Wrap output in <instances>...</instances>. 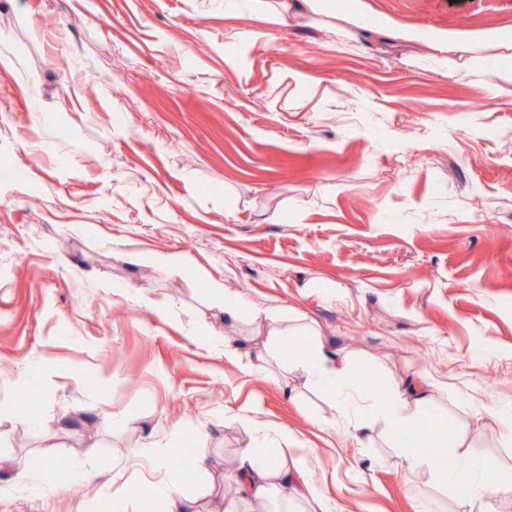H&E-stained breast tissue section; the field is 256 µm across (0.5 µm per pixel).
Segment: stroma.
Listing matches in <instances>:
<instances>
[{
	"instance_id": "1",
	"label": "stroma",
	"mask_w": 512,
	"mask_h": 512,
	"mask_svg": "<svg viewBox=\"0 0 512 512\" xmlns=\"http://www.w3.org/2000/svg\"><path fill=\"white\" fill-rule=\"evenodd\" d=\"M369 2L426 29L512 23V0ZM265 6L0 0V36L59 115L34 128L17 84L0 83V456L65 464L48 495L0 469V512H96L101 480L139 481L126 459L148 435L209 512L206 478L173 465V432L207 429L230 473L245 411L298 437L338 512H417L429 471L359 445L289 371L306 325L365 386L447 382L449 427L512 466L489 413L512 407V85L480 90L371 40L342 51L319 21H261ZM158 253L186 264L158 274ZM212 280L279 314L267 372L213 347L269 336L223 321ZM28 370L38 384L13 386ZM88 468L101 480L80 479Z\"/></svg>"
}]
</instances>
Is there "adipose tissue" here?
<instances>
[{"instance_id":"ef3b65f1","label":"adipose tissue","mask_w":512,"mask_h":512,"mask_svg":"<svg viewBox=\"0 0 512 512\" xmlns=\"http://www.w3.org/2000/svg\"><path fill=\"white\" fill-rule=\"evenodd\" d=\"M269 18L278 24H288L303 17L328 15L327 31L337 47L356 49L358 34L368 18H375L379 28L408 43L428 46L424 67L444 72L448 78L465 80L475 87L489 84H512V67H499L502 59L512 60V26L486 28L472 34H455L445 30L408 28L400 26L385 15H371L365 0H348L345 10L328 11L325 0H270ZM294 367L306 385L328 396L341 414L348 418L354 430H382L387 447L392 448V463L399 470L430 471L434 476L431 489L434 495L444 496L459 490L460 501L471 512H485L492 499L512 496V468L498 490H491L484 480L492 468L490 459L467 452L464 432L438 433L423 439L421 423L434 417V406L440 395L447 393L444 383H425L415 389L399 381L383 385L379 390L358 388L347 358L327 352L323 342L314 338L309 352L295 360ZM244 428L255 436L249 446L241 449L239 465L233 475L240 486L242 501L264 504L277 501L279 512H336V505L324 498L312 484L307 472L300 468L299 441L285 428L267 429L259 426L250 415H240ZM453 448L457 464L448 467L441 460L424 454V447ZM165 506V512H195L193 502L178 488L176 479L151 482L149 489L140 486L125 488L122 495L111 494L109 484H102L99 512H111L117 503L135 507L142 492Z\"/></svg>"}]
</instances>
